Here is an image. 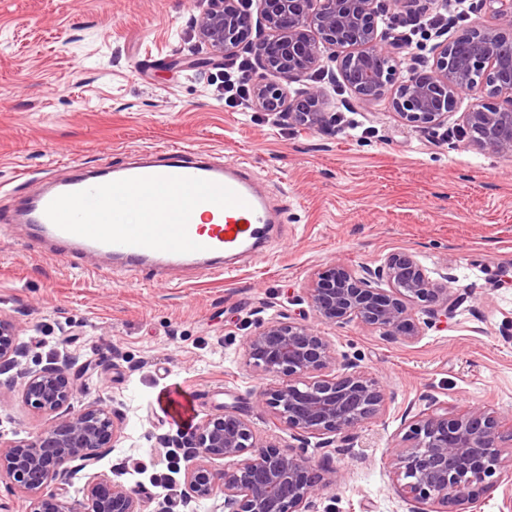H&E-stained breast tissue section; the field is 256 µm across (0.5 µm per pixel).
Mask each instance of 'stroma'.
<instances>
[{
  "label": "stroma",
  "instance_id": "35a3bbf8",
  "mask_svg": "<svg viewBox=\"0 0 512 512\" xmlns=\"http://www.w3.org/2000/svg\"><path fill=\"white\" fill-rule=\"evenodd\" d=\"M196 13L195 0H0V187L34 191L74 162L117 165L181 146L250 161L286 217L271 258L243 259L223 277L184 271L178 285L149 269L95 271L38 245L23 224L0 234V318L19 328L17 363L0 366V443L31 440L59 419L24 402L25 373L73 367L72 410L100 401L121 423L98 463L71 475L69 502L99 475L138 488L145 512H224L220 493L183 501V475L161 444L177 432L158 405L164 389L189 394L198 419L236 406L260 441L293 445L256 403L266 381L245 363V337L272 314L307 311L303 288L331 262L374 268L411 252L429 271L452 267L471 301L415 344L354 323L322 327L337 362H356L385 400L347 452L307 449L341 476L313 512H408L389 454L406 409L431 398L441 414H512V157L461 137L466 105L424 129L388 97L360 104L327 58L318 79L342 128L237 111L224 102L222 69L202 64Z\"/></svg>",
  "mask_w": 512,
  "mask_h": 512
}]
</instances>
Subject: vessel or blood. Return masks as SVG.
<instances>
[{"label":"vessel or blood","mask_w":512,"mask_h":512,"mask_svg":"<svg viewBox=\"0 0 512 512\" xmlns=\"http://www.w3.org/2000/svg\"><path fill=\"white\" fill-rule=\"evenodd\" d=\"M189 197L182 205L180 197ZM16 209L44 244L158 269L204 266L216 275L228 258L262 256L269 234L283 222L248 162H218L178 147L149 158L72 171ZM209 210L214 224L194 221Z\"/></svg>","instance_id":"obj_1"}]
</instances>
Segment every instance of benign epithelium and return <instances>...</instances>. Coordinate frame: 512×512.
<instances>
[{"label":"benign epithelium","instance_id":"obj_1","mask_svg":"<svg viewBox=\"0 0 512 512\" xmlns=\"http://www.w3.org/2000/svg\"><path fill=\"white\" fill-rule=\"evenodd\" d=\"M257 24L262 33L252 43L261 65L255 105L277 109L288 124L335 129L336 114L324 111L323 88L309 86L297 98L288 97L281 79H297L315 67L322 50L330 49L344 83L361 103L390 95L392 109L409 125H440L464 99L463 127L476 149L512 155V39L491 24L478 23L467 34L435 47L430 72L399 78V61L388 45V32L378 29L377 15L385 0H258ZM198 41L217 63L232 55L252 29L251 17L239 0H207L193 18ZM453 275L435 279L417 255L395 252L382 265L356 268L338 259L305 285L312 319L277 313L262 321L245 338L246 361L270 381L258 405L288 428L302 450L310 439L326 448L350 440L353 430L377 417L384 392L379 383L354 363L329 378L336 355L320 325L356 323L408 343L424 335L431 320L456 315L469 293L448 288ZM386 287L381 288L378 282ZM427 319L422 320L419 314ZM17 326L0 319V363L14 361ZM78 374L49 364L27 377L22 395L32 408L57 412L71 404ZM403 445L390 451L397 490L411 505L409 512L434 506V512H467V505L499 487L505 449L512 447V415L471 406L448 416L428 408L408 420ZM118 424L110 410L90 402L34 440L0 445V473H6L29 501L28 512H144L137 490L93 477L85 499L76 506L66 491L48 493L54 480L65 481L75 469L94 465L112 447ZM175 447L194 452L184 470L183 497L190 502L224 493L225 512H312V499L336 477L313 467L303 453L258 442L248 419L235 406L203 420ZM245 453L244 464L216 474L217 459Z\"/></svg>","mask_w":512,"mask_h":512}]
</instances>
